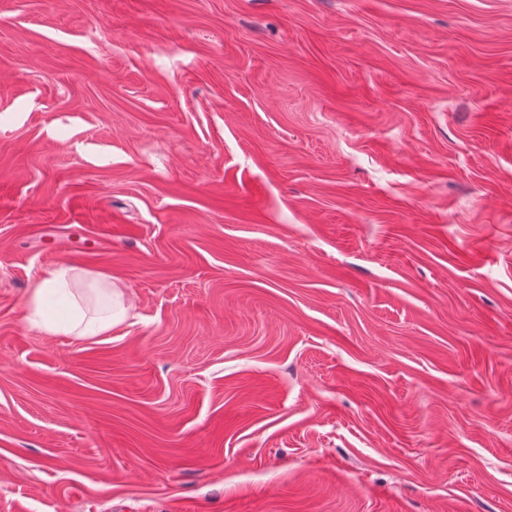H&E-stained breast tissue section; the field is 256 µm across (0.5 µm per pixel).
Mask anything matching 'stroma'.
Returning <instances> with one entry per match:
<instances>
[{
    "mask_svg": "<svg viewBox=\"0 0 512 512\" xmlns=\"http://www.w3.org/2000/svg\"><path fill=\"white\" fill-rule=\"evenodd\" d=\"M0 512H512V0H0ZM80 284L98 300H105L102 307L89 317L73 291ZM29 304L34 314L40 317L39 322H34L44 331L88 338L103 336L119 325L126 315L121 293L112 290L111 282L105 277L84 279L79 270L71 265L57 266L46 277L36 280L29 291ZM50 304L57 306L55 316L44 314Z\"/></svg>",
    "mask_w": 512,
    "mask_h": 512,
    "instance_id": "stroma-1",
    "label": "stroma"
}]
</instances>
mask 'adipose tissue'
<instances>
[{"instance_id":"adipose-tissue-1","label":"adipose tissue","mask_w":512,"mask_h":512,"mask_svg":"<svg viewBox=\"0 0 512 512\" xmlns=\"http://www.w3.org/2000/svg\"><path fill=\"white\" fill-rule=\"evenodd\" d=\"M80 286L103 301L94 315H86L76 298L75 291ZM29 304L44 331L88 338L104 335L126 315L121 295L113 290L111 282L103 277L85 279L71 265L55 267L46 277L36 280L29 291Z\"/></svg>"}]
</instances>
